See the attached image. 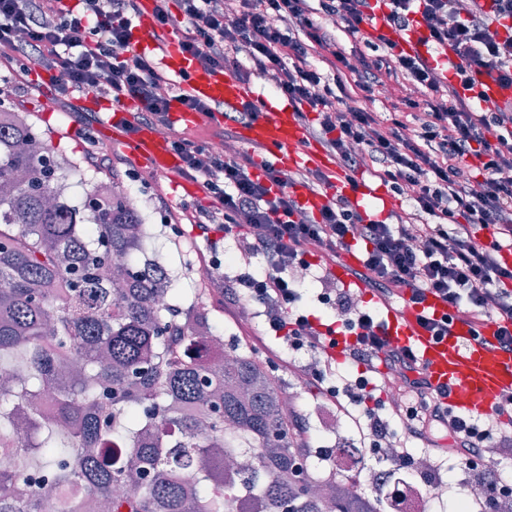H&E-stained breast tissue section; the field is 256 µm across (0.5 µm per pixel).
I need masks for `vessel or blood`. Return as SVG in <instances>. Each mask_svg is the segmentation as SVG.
Listing matches in <instances>:
<instances>
[{"label":"vessel or blood","mask_w":512,"mask_h":512,"mask_svg":"<svg viewBox=\"0 0 512 512\" xmlns=\"http://www.w3.org/2000/svg\"><path fill=\"white\" fill-rule=\"evenodd\" d=\"M156 0H140V15L134 28L133 45L141 51L155 48L153 38ZM373 21L368 32L396 43L410 54H427L422 28L401 30L389 24L381 9H373ZM163 67L178 77H184L185 92L195 98L236 106L254 103L258 118L239 126L238 137L243 145L261 148L267 159L281 169L291 171L301 167H316L330 175L333 193L349 198L353 207L363 216L378 211H390L394 198L383 186L363 176L352 177L337 166L334 156L310 139L305 127L287 103L264 95L250 84L241 82L231 71H205L196 66L190 56L183 53L177 37H170L160 55ZM482 106L494 107L512 103V86H501L495 80L477 77L472 89ZM79 108L109 115L103 130L113 142L122 145L140 161L158 171L177 177L179 159L168 142L157 130L140 127L128 130L126 120L130 105L111 106L104 99L88 94L81 96ZM443 313L442 303L428 299L425 306L406 304L390 311L386 335L394 347L413 351L432 386L448 393V402L458 412L482 416L492 413L504 398L512 395V354L492 352L485 344L492 337L494 325L483 330L484 342H476L464 325L454 326L448 337L434 339L421 325L423 312Z\"/></svg>","instance_id":"obj_1"}]
</instances>
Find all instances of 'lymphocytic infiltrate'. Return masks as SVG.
<instances>
[{"instance_id":"f902f5d3","label":"lymphocytic infiltrate","mask_w":512,"mask_h":512,"mask_svg":"<svg viewBox=\"0 0 512 512\" xmlns=\"http://www.w3.org/2000/svg\"><path fill=\"white\" fill-rule=\"evenodd\" d=\"M385 4L389 23L424 25L433 52L452 51L448 80L425 56L366 36L369 0H157V46L175 32L183 52L202 67L232 69L247 83L271 80L341 170L368 172L409 203L376 221L337 195L313 214L292 188L326 193L328 174L282 170L257 147L213 154L208 142L182 131L168 144L181 176L199 185L204 201L165 220L196 225L215 258L225 237L244 243L240 271L223 278L225 304L258 307L264 316L244 342L261 349L267 364L287 366L297 385L315 387L329 409L353 424L362 468L384 462L431 490L434 473L415 466L416 449H424L467 471L485 492L486 512H493L500 488L486 455L492 448L512 454V429L501 420L512 415V396L488 415L456 413L412 350L388 344L383 313L434 296L448 311L422 316L433 336L446 337L459 323L478 340L493 322L492 347L512 353V263L503 260L512 252V107L485 108L459 91L478 75L512 85V0ZM138 10V0H0V68L21 77L35 66L54 72L61 104L84 91L115 105L136 101L135 128H171L177 101L207 119L215 137L234 140L237 125L257 118L255 105L228 112L186 94L156 54L134 48ZM345 36L351 46L342 44ZM389 82L405 87V95L391 111L369 109L376 89ZM481 227L490 230L488 241L478 240ZM351 247L360 264L349 274L369 300L362 306L350 289H327L318 300L337 317L320 327L301 307L294 272L336 260ZM255 256L265 261L258 273L251 269ZM338 329L351 338L342 373L327 351ZM299 351L319 355L318 364L297 362ZM386 441L394 450L383 451Z\"/></svg>"}]
</instances>
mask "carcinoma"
Instances as JSON below:
<instances>
[{"instance_id":"1","label":"carcinoma","mask_w":512,"mask_h":512,"mask_svg":"<svg viewBox=\"0 0 512 512\" xmlns=\"http://www.w3.org/2000/svg\"><path fill=\"white\" fill-rule=\"evenodd\" d=\"M28 112L0 117V360L22 354L26 372L0 376V448L16 454L0 478V512H386L333 458L297 475L312 456L290 434L294 409L253 356L227 362L197 337L224 334L168 265L143 258L144 211L112 176V197L89 207L68 193L76 160L56 151L52 178ZM83 371L61 377L68 354ZM54 385L53 414L40 415ZM238 448L252 461L234 470ZM51 458L50 491L18 480L24 457ZM191 471L188 481L184 473Z\"/></svg>"}]
</instances>
